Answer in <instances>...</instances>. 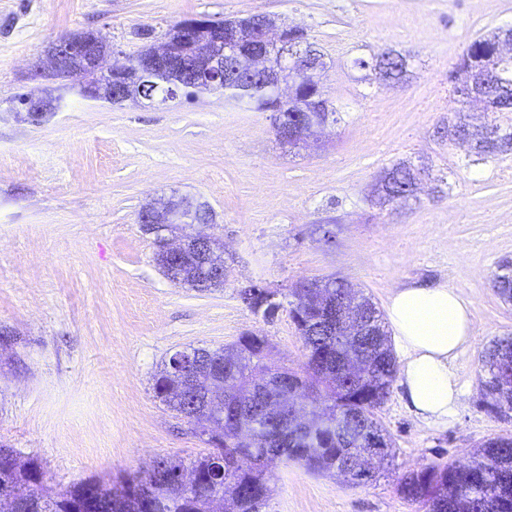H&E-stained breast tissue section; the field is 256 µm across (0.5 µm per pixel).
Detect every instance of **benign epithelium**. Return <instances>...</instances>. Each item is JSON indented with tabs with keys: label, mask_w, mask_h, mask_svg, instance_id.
Returning <instances> with one entry per match:
<instances>
[{
	"label": "benign epithelium",
	"mask_w": 512,
	"mask_h": 512,
	"mask_svg": "<svg viewBox=\"0 0 512 512\" xmlns=\"http://www.w3.org/2000/svg\"><path fill=\"white\" fill-rule=\"evenodd\" d=\"M178 34H193L189 51L178 48L177 40L168 38L144 52L134 62L124 66H103L110 49L96 34L83 32L64 36L49 46L45 61L40 68L52 79L78 80L81 91L88 97L110 103L154 102L156 95L145 87L153 84L163 73L193 76L194 82L205 93H219L224 82L238 77L261 75L266 86L272 89L273 129L278 141L291 149L304 148L308 139L318 130L328 126L317 105H309L303 99L301 87L309 76L324 70L322 59L313 52L304 51L295 39L297 30L276 25L275 18L258 13L241 25L218 22H202L186 19L176 27ZM491 51L475 66L463 68L452 76L455 94L464 103L483 112L496 108V97L491 93L494 84L503 83L502 60L512 55V34L497 32L490 39ZM294 123L288 124V114ZM441 134L455 144L481 147L490 142L495 134L485 126L476 127L469 122L451 123L442 128ZM143 229L155 235L156 258L167 277L177 275L188 250L195 251L199 272L207 278L224 281V245L209 236L183 234L174 241L167 237L190 224H207L213 220L209 207L187 199H171L158 206L144 205L138 216ZM267 302L278 299L279 293L262 289L260 284H250L239 290L243 304L251 306L256 297ZM358 300L350 292L341 300L338 327L350 336H365L368 324L361 318ZM173 372L183 380L201 378L200 364L194 354L180 350L172 355ZM277 396L269 401L281 410L294 389L293 379L286 373L275 377ZM205 417H184L193 429L207 440H216V423L224 422V405L219 392L209 388L205 392Z\"/></svg>",
	"instance_id": "benign-epithelium-1"
}]
</instances>
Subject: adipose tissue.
<instances>
[{
	"label": "adipose tissue",
	"mask_w": 512,
	"mask_h": 512,
	"mask_svg": "<svg viewBox=\"0 0 512 512\" xmlns=\"http://www.w3.org/2000/svg\"><path fill=\"white\" fill-rule=\"evenodd\" d=\"M386 318L402 355L411 410L426 425H447L465 394L454 363L472 340L469 301L444 285L403 288L392 296Z\"/></svg>",
	"instance_id": "adipose-tissue-1"
}]
</instances>
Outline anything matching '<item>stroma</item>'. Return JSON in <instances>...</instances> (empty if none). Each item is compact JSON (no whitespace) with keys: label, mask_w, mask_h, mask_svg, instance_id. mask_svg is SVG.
<instances>
[{"label":"stroma","mask_w":512,"mask_h":512,"mask_svg":"<svg viewBox=\"0 0 512 512\" xmlns=\"http://www.w3.org/2000/svg\"><path fill=\"white\" fill-rule=\"evenodd\" d=\"M257 12L303 29L324 56L338 121L309 148H284L269 113L219 93L114 105L38 69L69 33L132 57L182 20ZM507 27L512 0H0V445L42 464L50 496L208 452L155 396L164 361L253 333L272 364L298 367L287 310L263 320L238 290L260 282L286 302L300 280L328 277L381 310L406 285L457 289L473 314L455 362L467 392L435 428L393 383L376 417L395 456L373 462L376 480L353 486L278 462L260 512H417L397 491L402 474L512 434L478 383L482 353L512 336V304L492 286L512 259V152L483 159L439 135L462 109L448 79L458 57ZM390 50L409 58L406 84L367 67ZM44 90L54 111L28 119L19 95ZM402 162L423 173L417 199L373 205L379 175ZM172 196L212 210L201 231L224 244L223 288L182 287L157 265L138 213Z\"/></svg>","instance_id":"35a3bbf8"}]
</instances>
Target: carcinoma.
<instances>
[{
  "label": "carcinoma",
  "instance_id": "cac0c4a2",
  "mask_svg": "<svg viewBox=\"0 0 512 512\" xmlns=\"http://www.w3.org/2000/svg\"><path fill=\"white\" fill-rule=\"evenodd\" d=\"M486 38L472 41L463 51L455 69L487 51ZM386 75L395 81L407 77L409 63L405 55L394 51L379 61ZM257 76H244L224 86V95L246 101L256 112L268 110L272 91L261 85ZM390 193L396 202L409 199V168L393 166ZM492 282L506 303L512 302V262L498 266ZM348 285L330 278L325 287L318 280L306 279L293 288L289 317L305 350L300 368H282L294 380L297 395L291 408L310 417L304 427L284 426L279 415L265 411L260 403L249 401L247 393H234L228 384L224 394V444L184 461L166 456L155 461L145 472L130 475L112 484L98 480L79 482L55 498L41 492L40 464L29 458L21 460L13 448L0 446V498L10 497L28 505L27 512H69L70 505L86 498L103 504V512H143V501L151 500L150 512H171L169 503L178 502L177 512H224V500L231 501V512H257V505L268 494L271 474L266 464L258 463L274 437L288 433V448L283 461L298 463L315 473H340L352 470L349 482L357 479L360 461L380 448L381 459L392 455L389 434L375 416L390 394L397 365L385 330L382 315L371 298L360 295L361 303L372 306L370 319L375 335L355 339L338 332L335 324L324 319L326 307L346 294ZM248 347L225 354V349H202L203 367L229 361L238 378L245 380L257 371H272L265 364L268 341L264 336L247 334ZM358 354L371 365L365 377H351L342 371V363ZM512 372V337L494 342L483 356L479 384L489 399V406L499 407L495 414L512 420V386L503 379ZM188 387L183 380L170 378V366L155 378L153 389L168 408L177 412L182 404L174 401L175 384ZM201 477L192 491L179 482L183 470ZM398 492L424 512H512V436H499L481 444L472 458L464 463H431L406 472L398 482Z\"/></svg>",
  "mask_w": 512,
  "mask_h": 512
}]
</instances>
